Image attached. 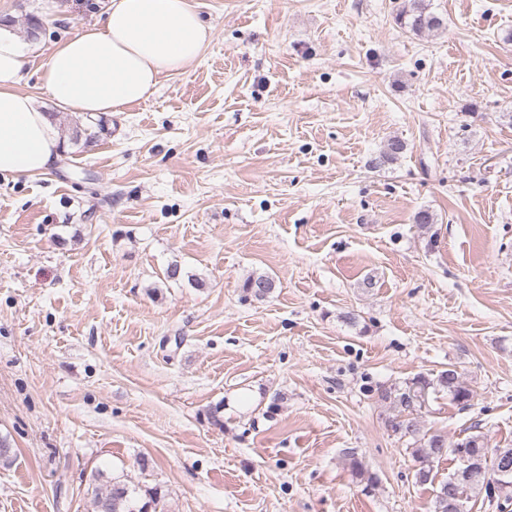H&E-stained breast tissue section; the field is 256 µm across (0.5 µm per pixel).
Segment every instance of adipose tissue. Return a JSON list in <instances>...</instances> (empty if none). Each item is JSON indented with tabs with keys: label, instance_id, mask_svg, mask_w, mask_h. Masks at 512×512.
I'll return each instance as SVG.
<instances>
[{
	"label": "adipose tissue",
	"instance_id": "1",
	"mask_svg": "<svg viewBox=\"0 0 512 512\" xmlns=\"http://www.w3.org/2000/svg\"><path fill=\"white\" fill-rule=\"evenodd\" d=\"M192 0H107L102 23L58 44L38 79L56 107L78 117L118 114L151 96L210 41ZM27 49L0 30V175L46 173L61 136L37 98L20 90Z\"/></svg>",
	"mask_w": 512,
	"mask_h": 512
}]
</instances>
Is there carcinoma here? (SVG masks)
Listing matches in <instances>:
<instances>
[{
  "label": "carcinoma",
  "mask_w": 512,
  "mask_h": 512,
  "mask_svg": "<svg viewBox=\"0 0 512 512\" xmlns=\"http://www.w3.org/2000/svg\"><path fill=\"white\" fill-rule=\"evenodd\" d=\"M395 21L400 28L416 35L430 34L444 28L443 20L428 11L424 0H408L407 6L396 15ZM105 132L104 124L91 118L85 125L78 122L73 124L71 140H91ZM243 288L249 296L261 300L273 291L275 281L266 274L252 275L246 279ZM441 391L447 392L450 401L463 408L470 406L474 399L472 388L453 367L440 371L433 379L417 375L400 387L377 389L378 397L398 410V415L388 420L387 426L394 434L408 439V451L414 461L419 463L418 482L425 484L433 481V462L455 455V451L463 446L478 454L487 451L492 457L512 467V447L490 448L481 433H471L450 444L444 435L424 431L419 414L428 403L429 393ZM453 479L456 480L459 493L466 500L480 494L485 495L489 501L512 498L510 479L504 480L490 471H476L462 479L456 478L453 473L441 481L435 491L433 512H448V493L445 489ZM91 494L95 512H160L158 507L164 500V493L159 486H131L128 481L108 476L101 470L92 474Z\"/></svg>",
  "instance_id": "cac0c4a2"
}]
</instances>
